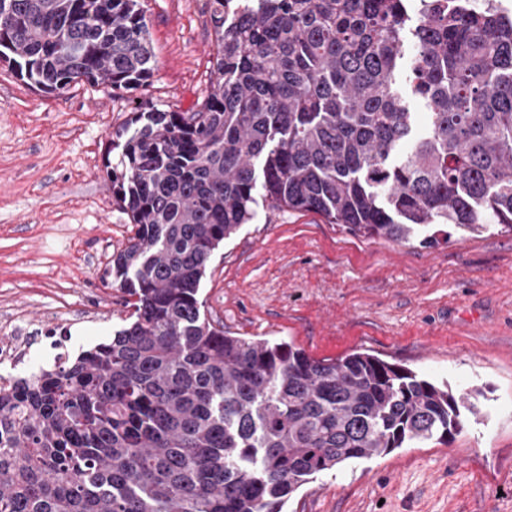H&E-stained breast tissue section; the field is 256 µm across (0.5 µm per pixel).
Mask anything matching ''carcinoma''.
<instances>
[{"instance_id": "carcinoma-1", "label": "carcinoma", "mask_w": 512, "mask_h": 512, "mask_svg": "<svg viewBox=\"0 0 512 512\" xmlns=\"http://www.w3.org/2000/svg\"><path fill=\"white\" fill-rule=\"evenodd\" d=\"M224 2L199 107L140 110L112 141L134 235L105 277L129 322L0 391V512H284L316 474L479 414L481 390L374 355L230 336L198 293L260 199L426 247L448 225L512 230V11L251 0L230 18ZM153 58L138 0H0V62L45 93L139 87Z\"/></svg>"}]
</instances>
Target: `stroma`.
Wrapping results in <instances>:
<instances>
[{
	"label": "stroma",
	"instance_id": "35a3bbf8",
	"mask_svg": "<svg viewBox=\"0 0 512 512\" xmlns=\"http://www.w3.org/2000/svg\"><path fill=\"white\" fill-rule=\"evenodd\" d=\"M139 2L155 59L147 85L46 94L0 65V321L42 354L49 334L70 333L77 352L130 314L103 280L131 235L106 176L115 130L137 103L190 112L209 88L208 0ZM199 299L232 336L317 359L369 353L483 392L453 439L320 473L286 512H512V231L425 248L262 202L216 250Z\"/></svg>",
	"mask_w": 512,
	"mask_h": 512
}]
</instances>
